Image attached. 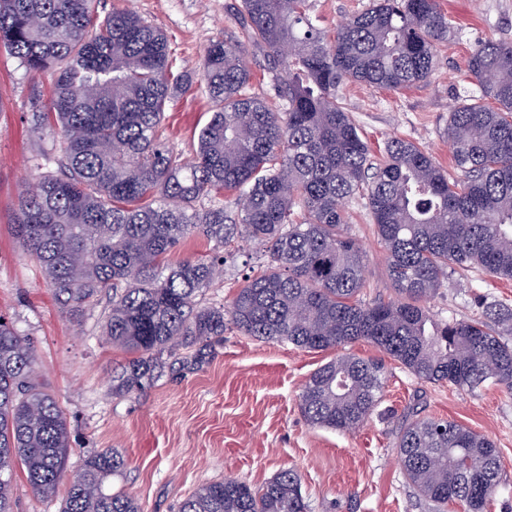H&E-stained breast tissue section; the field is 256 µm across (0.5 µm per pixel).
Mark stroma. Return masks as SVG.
<instances>
[{
	"label": "stroma",
	"instance_id": "1",
	"mask_svg": "<svg viewBox=\"0 0 512 512\" xmlns=\"http://www.w3.org/2000/svg\"><path fill=\"white\" fill-rule=\"evenodd\" d=\"M236 0H131L148 24L169 42L174 73L191 72V86L166 106L169 143L192 158L198 132L210 118L206 84L197 71L204 48L216 38L240 35ZM460 24L442 47L428 82L402 90L376 89L349 81L339 95L379 160L385 143L401 138L424 147L455 175L448 142V115L474 95L465 69L471 51L489 39L512 41V0H439ZM50 99L47 76L26 75L0 48V314L33 343L39 384L63 409L71 431L67 473L101 449L122 454L126 467L113 490L134 495L142 512H177L202 483L237 478L259 487L285 468L297 469L311 512H435L407 483L396 450V431L408 408L456 421L494 440L507 479L488 512H512V395L491 386L469 392L415 378L387 361L381 402L358 431L344 433L311 425L299 395L333 351L308 352L287 343L260 342L226 326L224 338L202 368L177 378L162 376L142 391L109 394L115 367L127 353L102 335L109 296L101 294L80 318L56 303L47 279L13 236L18 194L35 177L58 169L60 147L29 132L24 116L30 93ZM351 230L367 256L368 297L395 298L385 251L361 199L346 202ZM263 248L236 241L224 265V281L205 295L220 305L238 280L265 264ZM512 307V281L472 274L468 287H446L428 307L442 319L479 317L480 300Z\"/></svg>",
	"mask_w": 512,
	"mask_h": 512
}]
</instances>
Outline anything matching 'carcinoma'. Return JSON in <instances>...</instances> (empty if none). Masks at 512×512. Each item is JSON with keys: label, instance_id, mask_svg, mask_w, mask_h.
<instances>
[{"label": "carcinoma", "instance_id": "cac0c4a2", "mask_svg": "<svg viewBox=\"0 0 512 512\" xmlns=\"http://www.w3.org/2000/svg\"><path fill=\"white\" fill-rule=\"evenodd\" d=\"M96 0H0V47L26 71L51 77L49 104L26 123L59 134L60 170L24 188L13 225L44 270L53 296L80 316L110 294L102 335L131 355L111 392L129 395L164 372L202 367L225 319L247 336L302 350L365 340L416 378L512 394V308L485 304L486 318L439 320L426 302L452 280L483 271L512 280V42L488 39L466 60L480 96L453 109L452 178L417 144L394 138L379 162L337 91L346 80L401 90L430 79L439 46L456 36L438 0H373L332 32L309 0H240L243 39L205 48L202 77L211 116L193 158L165 138L164 107L188 87L174 74L166 35L116 0L101 21ZM263 53L283 111L245 93L248 47ZM492 99L491 107L483 100ZM237 193L235 210L221 203ZM368 201L387 274L400 299L364 300V254L347 224L346 200ZM213 203L209 208L200 201ZM192 237L212 243L203 259H169ZM266 248L268 266L246 274L223 307L202 297L224 278L236 239ZM31 343L0 314V512H14L13 465L60 512H140L112 491L126 463L106 449L66 474L70 431L56 399L35 382ZM384 365L338 354L300 394L311 424L359 430L381 398ZM404 474L425 500L487 512L505 481L494 442L455 421L409 409L396 436ZM301 475L280 471L259 488L207 482L178 512H309Z\"/></svg>", "mask_w": 512, "mask_h": 512}]
</instances>
